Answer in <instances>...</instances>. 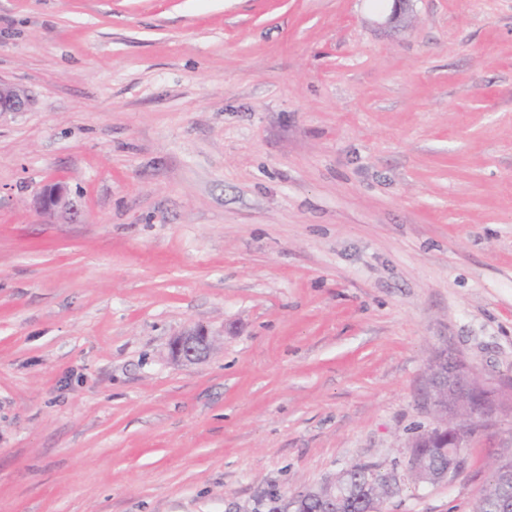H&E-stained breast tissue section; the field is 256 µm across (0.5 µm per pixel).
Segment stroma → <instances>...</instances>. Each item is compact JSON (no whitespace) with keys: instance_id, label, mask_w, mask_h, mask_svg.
I'll use <instances>...</instances> for the list:
<instances>
[{"instance_id":"stroma-1","label":"stroma","mask_w":512,"mask_h":512,"mask_svg":"<svg viewBox=\"0 0 512 512\" xmlns=\"http://www.w3.org/2000/svg\"><path fill=\"white\" fill-rule=\"evenodd\" d=\"M0 0V512H283L512 384V0ZM50 180L78 220L40 215ZM214 340L183 366L169 344ZM29 105L30 100L23 91L0 79V116L7 112H27ZM212 346L211 336L202 327L189 328L170 343V356L180 364H195L206 358ZM346 470L342 471L332 481L326 482L323 485H321L319 489L310 491L308 493H305L303 495L298 496L297 498H294V499L290 500V502L288 503V509L290 507H295V510H293V512H303L301 510L305 507V504L309 500L314 498L317 495L318 491H323L325 489V490H327L328 492H331V493L332 492H336V488L339 487L343 483V479H344ZM305 508H306V512H320V511H317V510L324 509L325 508V504L321 503L318 500V501H314V502H311V503L307 504V506ZM288 509H286L285 511H290Z\"/></svg>"}]
</instances>
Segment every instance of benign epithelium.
Wrapping results in <instances>:
<instances>
[{
  "label": "benign epithelium",
  "mask_w": 512,
  "mask_h": 512,
  "mask_svg": "<svg viewBox=\"0 0 512 512\" xmlns=\"http://www.w3.org/2000/svg\"><path fill=\"white\" fill-rule=\"evenodd\" d=\"M29 105L30 100L23 91L0 80V115L25 112ZM37 205L40 212L48 217L77 210L68 186L62 183L45 185L38 194ZM211 346L208 331L197 326L183 331L171 341L170 356L176 363L195 364L206 358ZM472 381L471 369L456 357L443 354L433 361L429 368L426 398L435 410L436 420L432 428L422 431L416 438L417 442L422 443L437 435L454 448H464L474 434L492 421L504 403V394L499 389L485 386L483 390L489 393L491 401L476 406L472 401ZM461 463V454L450 457L448 467L431 472L427 481L448 478ZM496 472L502 484H512V452L499 457ZM385 482L387 494L372 500L368 512H384L385 502L396 493L399 486L397 476L389 472L385 475Z\"/></svg>",
  "instance_id": "7a95c632"
}]
</instances>
